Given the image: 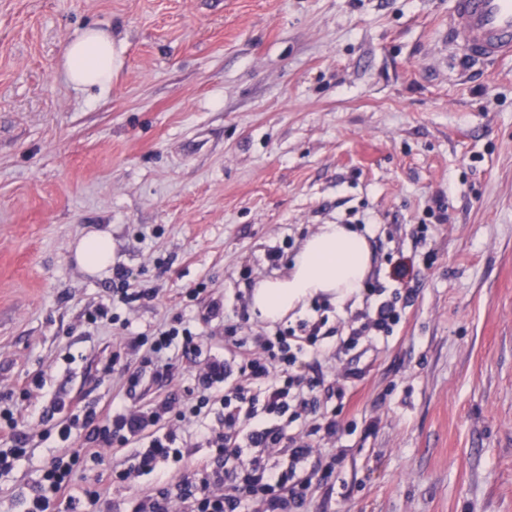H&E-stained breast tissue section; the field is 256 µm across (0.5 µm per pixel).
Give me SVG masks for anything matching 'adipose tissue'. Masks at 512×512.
I'll list each match as a JSON object with an SVG mask.
<instances>
[{"label": "adipose tissue", "mask_w": 512, "mask_h": 512, "mask_svg": "<svg viewBox=\"0 0 512 512\" xmlns=\"http://www.w3.org/2000/svg\"><path fill=\"white\" fill-rule=\"evenodd\" d=\"M115 57L112 37L98 29L86 30L64 48V74L73 86L107 90L112 82ZM369 240L342 224H325L310 236L293 259L287 275L267 280L254 289L253 312L276 321L303 310L315 298L342 305L358 296L372 268ZM74 258L85 271L95 274L112 264V240L93 232L77 244Z\"/></svg>", "instance_id": "1"}]
</instances>
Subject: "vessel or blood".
I'll list each match as a JSON object with an SVG mask.
<instances>
[{
    "instance_id": "vessel-or-blood-1",
    "label": "vessel or blood",
    "mask_w": 512,
    "mask_h": 512,
    "mask_svg": "<svg viewBox=\"0 0 512 512\" xmlns=\"http://www.w3.org/2000/svg\"><path fill=\"white\" fill-rule=\"evenodd\" d=\"M448 33L471 64L512 57V0H452Z\"/></svg>"
}]
</instances>
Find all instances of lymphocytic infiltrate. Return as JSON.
I'll return each instance as SVG.
<instances>
[{
	"instance_id": "lymphocytic-infiltrate-1",
	"label": "lymphocytic infiltrate",
	"mask_w": 512,
	"mask_h": 512,
	"mask_svg": "<svg viewBox=\"0 0 512 512\" xmlns=\"http://www.w3.org/2000/svg\"><path fill=\"white\" fill-rule=\"evenodd\" d=\"M367 291L375 304L358 312L347 330L319 318L248 339L238 337L236 326H225L231 359L208 360L181 398L135 408L54 398L39 416L38 437L63 444L64 451L42 467L24 512H96L103 474L95 466L102 450L118 448L127 455L124 468L113 471V483L140 476L156 483L153 494L129 501L128 512H300L316 475L307 438L335 439L336 413L328 405L344 398V384L360 377L347 368L341 385L326 384L318 370L322 352L330 348L339 355L363 340H387L409 302L377 282ZM127 347L161 376L171 368V353L186 358L201 353L202 338L178 317L153 335L130 336ZM12 399L0 394V440L12 443L0 449V477L14 470L29 441ZM213 413L220 428L206 423ZM310 415L315 421L308 435L288 434L290 423ZM190 421L209 445L205 457L192 458L183 446L178 427ZM172 463L183 469L175 482L167 477Z\"/></svg>"
}]
</instances>
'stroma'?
I'll list each match as a JSON object with an SVG mask.
<instances>
[{"label":"stroma","mask_w":512,"mask_h":512,"mask_svg":"<svg viewBox=\"0 0 512 512\" xmlns=\"http://www.w3.org/2000/svg\"><path fill=\"white\" fill-rule=\"evenodd\" d=\"M451 4L0 0V394L28 386L26 425L57 394L183 395L186 358L132 393L102 369L127 331L179 314L227 357L225 323L266 327L253 288L321 225L350 224L387 288L413 258L415 294L387 342L323 362L326 380L362 378L318 451L343 459L302 512H512V58L465 64ZM89 27L118 61L103 93L64 76ZM94 231L112 266L90 274L73 251ZM117 268L156 296L86 325ZM213 299L225 320H204ZM50 455L29 442L0 512H22Z\"/></svg>","instance_id":"35a3bbf8"}]
</instances>
